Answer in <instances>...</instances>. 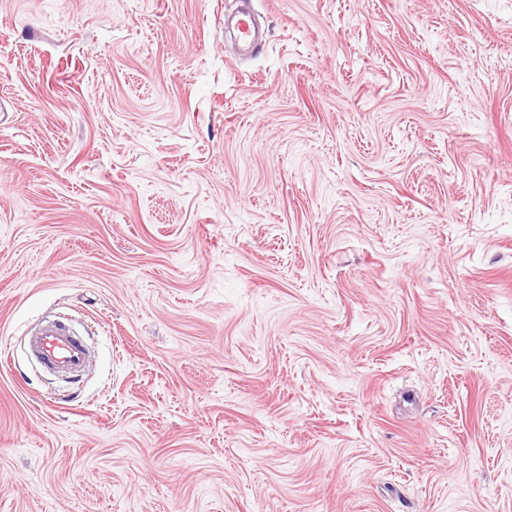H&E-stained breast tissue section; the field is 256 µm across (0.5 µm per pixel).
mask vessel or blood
Returning <instances> with one entry per match:
<instances>
[{
	"label": "vessel or blood",
	"instance_id": "obj_1",
	"mask_svg": "<svg viewBox=\"0 0 512 512\" xmlns=\"http://www.w3.org/2000/svg\"><path fill=\"white\" fill-rule=\"evenodd\" d=\"M29 349L45 368L72 376L81 374L88 367L90 349L64 326L45 322L30 336Z\"/></svg>",
	"mask_w": 512,
	"mask_h": 512
}]
</instances>
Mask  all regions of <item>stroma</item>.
Here are the masks:
<instances>
[{"label": "stroma", "mask_w": 512, "mask_h": 512, "mask_svg": "<svg viewBox=\"0 0 512 512\" xmlns=\"http://www.w3.org/2000/svg\"><path fill=\"white\" fill-rule=\"evenodd\" d=\"M249 3L0 0V512H512V0ZM29 349L35 359L53 372L78 376L92 359L90 349L64 326L45 322L30 336Z\"/></svg>", "instance_id": "1"}]
</instances>
